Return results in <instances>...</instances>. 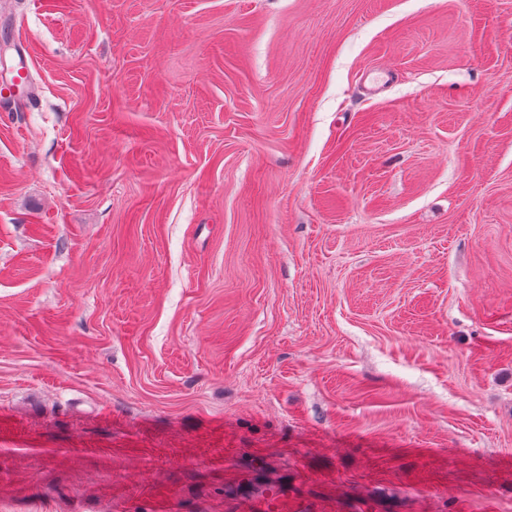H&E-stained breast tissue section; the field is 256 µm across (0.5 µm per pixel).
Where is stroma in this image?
<instances>
[{
	"mask_svg": "<svg viewBox=\"0 0 512 512\" xmlns=\"http://www.w3.org/2000/svg\"><path fill=\"white\" fill-rule=\"evenodd\" d=\"M20 60L0 512H512V0H0Z\"/></svg>",
	"mask_w": 512,
	"mask_h": 512,
	"instance_id": "35a3bbf8",
	"label": "stroma"
}]
</instances>
